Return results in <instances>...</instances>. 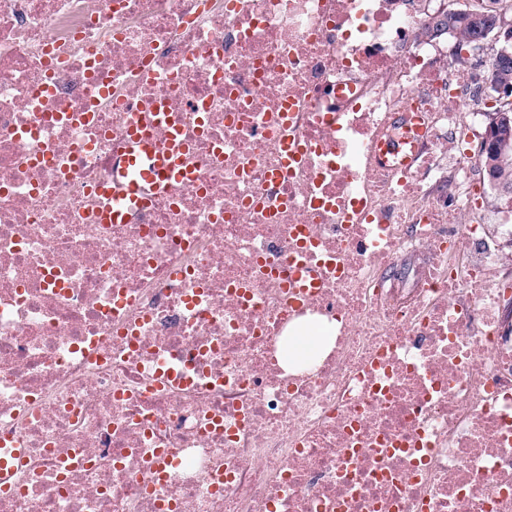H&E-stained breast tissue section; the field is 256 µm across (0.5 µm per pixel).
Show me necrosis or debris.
Returning a JSON list of instances; mask_svg holds the SVG:
<instances>
[{
  "label": "necrosis or debris",
  "instance_id": "necrosis-or-debris-1",
  "mask_svg": "<svg viewBox=\"0 0 512 512\" xmlns=\"http://www.w3.org/2000/svg\"><path fill=\"white\" fill-rule=\"evenodd\" d=\"M447 6L0 0V512H512V225ZM153 103L191 184L102 223ZM485 191V193H483ZM476 193H482L484 204L481 207V214L485 224L493 230L496 229L498 224H503L509 221V224H512V211H507L506 209L512 208V194L504 191L503 192V205H501L500 201L497 199L496 195L493 191H490L485 184V189L483 188V180L476 186ZM502 206L505 209H499ZM511 218V222H510Z\"/></svg>",
  "mask_w": 512,
  "mask_h": 512
}]
</instances>
